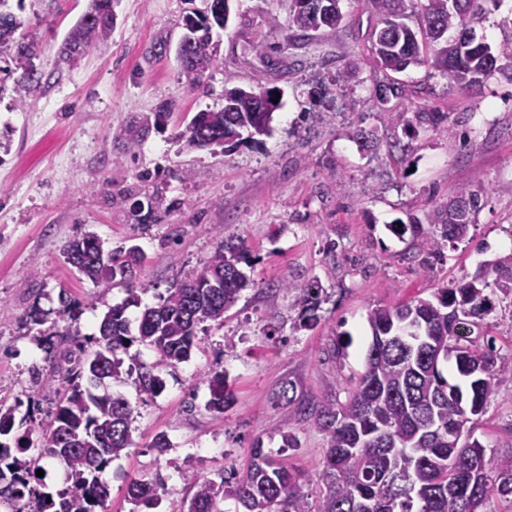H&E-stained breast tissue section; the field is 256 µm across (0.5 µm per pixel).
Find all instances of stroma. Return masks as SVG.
<instances>
[{
  "label": "stroma",
  "instance_id": "obj_1",
  "mask_svg": "<svg viewBox=\"0 0 512 512\" xmlns=\"http://www.w3.org/2000/svg\"><path fill=\"white\" fill-rule=\"evenodd\" d=\"M86 7L23 0L20 17L44 21L36 65L45 73L23 103L9 58L0 59V402L17 416L44 418L55 388L34 391L31 368L46 364L44 332L66 327L63 303L77 317L78 343L91 351L103 314L126 297L124 287H96L67 264L68 239L90 233L108 249L139 246L141 302L152 305L202 269L221 234H234L251 251L252 280L236 306L223 322L199 326L191 358L162 370L160 395L141 394L131 377L112 386L134 408L136 446L106 471L110 512H132L127 482L155 475L161 512H172L190 493L189 477L245 471L258 437L300 474L317 506L326 438L275 394L290 381L297 399L345 402L363 369L371 308L430 297L512 250V84L492 77L468 92L425 66L409 67L400 75L405 98L386 108L447 118L408 135L379 117L361 0H343L344 24L298 46L289 38V0H233L234 20L213 32L224 63L196 90L183 85L174 53L155 50L177 43L188 0H119L110 40L75 66L59 65L61 41ZM475 33L494 48L511 38L512 0L488 5ZM254 43L267 47L273 66L252 54ZM348 64L359 81L344 87L335 77ZM228 82L279 90L271 135L226 153L187 149L182 131L196 112L223 106ZM163 99L176 102L166 126L129 152L124 128ZM149 173L163 199L141 212ZM461 187L484 190L483 206L446 263L425 269L408 253L412 233L391 226L446 205ZM286 280L319 282L314 326L298 325L295 295L278 289ZM35 308L44 324L29 321ZM343 333L352 343L340 354ZM216 372L235 393L221 414L206 408ZM283 429L296 434L297 447H282ZM160 433L171 442L163 455L151 448ZM475 435L487 449L512 450V382Z\"/></svg>",
  "mask_w": 512,
  "mask_h": 512
}]
</instances>
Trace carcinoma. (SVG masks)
<instances>
[{
  "mask_svg": "<svg viewBox=\"0 0 512 512\" xmlns=\"http://www.w3.org/2000/svg\"><path fill=\"white\" fill-rule=\"evenodd\" d=\"M103 0H89L87 10L69 28L60 48L68 66L93 45L108 40L113 18ZM183 18V33L176 46L184 85L199 86L205 73L219 65L213 28L223 29L230 18V0H202ZM373 18L369 39L373 62L381 70L403 72L424 64L463 88L479 86L491 76L512 83V40L496 49L476 37L474 24L485 14L487 0H363ZM344 14L336 6L332 16L319 17L290 0L288 30L296 42L313 39L325 29L341 25ZM26 20L0 0V54L8 52L19 73L16 92L23 99L41 86L43 74L34 63L38 42L33 34L15 37ZM403 83L387 79L375 85L377 103L403 96ZM271 89L235 85L224 90V107L196 113L183 138L191 149L231 147L269 134L273 114ZM175 109L164 100L141 115L127 133L126 147L135 150L153 128L162 127ZM388 124L408 131L413 125L437 127V112H417L415 121L403 112H386ZM461 210L454 216L437 207L427 214L426 231L412 224L421 264L431 266L445 258L449 243L467 237L480 208V193L457 189ZM66 262L94 283L122 285L127 298L108 309L94 338L97 349L59 352L57 362L33 370L37 389L59 381L54 407L46 418L7 443L15 428V409L0 404V502L22 508L15 512H108L110 488L104 473L110 463L134 447L133 409L120 395L94 394L92 389L137 372L140 390L155 397L165 389L159 375L187 361L196 345L197 328L224 314L238 302L248 280L239 264L247 262L246 249L235 236L220 240L202 270L166 290L137 318L131 334L126 310L139 305L134 282L144 255L132 245L125 250L103 249L94 235L65 242ZM483 273L495 274L494 285L504 309L512 308V251L484 264ZM487 282L478 275L450 288L443 286L430 299L395 307L370 309L371 331L363 371L345 403L326 400L300 403L296 414L310 420L328 440L322 465L323 490L317 512H484L492 496L512 500V453L493 461L487 471L486 448L474 438V417L482 415L500 385L512 382V354L497 351L493 341L477 346L459 334L461 325L493 311L485 294ZM279 289L301 291L299 305L305 324L317 320L321 288L300 287L291 281ZM138 343L154 352L153 365L139 363L129 353ZM207 407L223 412L234 401L226 376L208 379ZM50 460L66 474V486L54 493L31 485L38 479L40 462ZM193 494L173 512H224V500L234 499L243 512H309L299 475L256 438L243 475L220 481L192 478ZM162 480L133 479L128 500L136 507L160 505Z\"/></svg>",
  "mask_w": 512,
  "mask_h": 512,
  "instance_id": "cac0c4a2",
  "label": "carcinoma"
}]
</instances>
